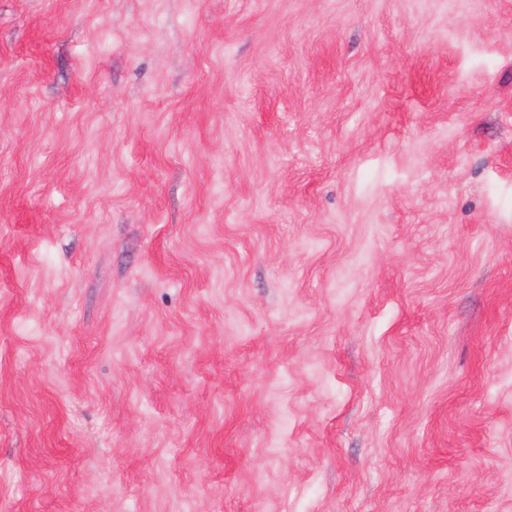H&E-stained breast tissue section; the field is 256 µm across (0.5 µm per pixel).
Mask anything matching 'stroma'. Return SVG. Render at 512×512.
Masks as SVG:
<instances>
[{
    "mask_svg": "<svg viewBox=\"0 0 512 512\" xmlns=\"http://www.w3.org/2000/svg\"><path fill=\"white\" fill-rule=\"evenodd\" d=\"M0 512H512V0H0Z\"/></svg>",
    "mask_w": 512,
    "mask_h": 512,
    "instance_id": "1",
    "label": "stroma"
}]
</instances>
